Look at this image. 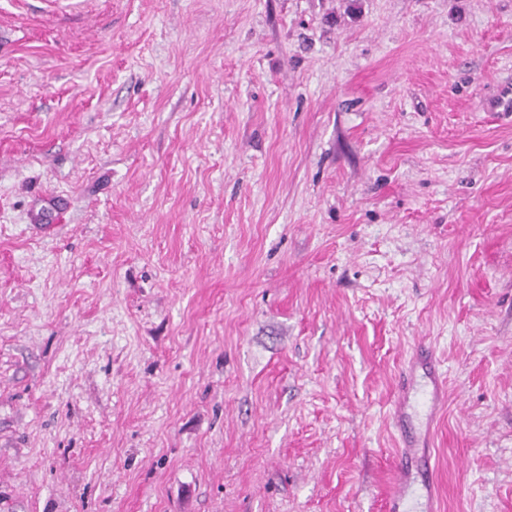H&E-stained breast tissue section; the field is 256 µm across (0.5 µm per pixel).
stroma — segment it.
Listing matches in <instances>:
<instances>
[{"instance_id": "35a3bbf8", "label": "stroma", "mask_w": 512, "mask_h": 512, "mask_svg": "<svg viewBox=\"0 0 512 512\" xmlns=\"http://www.w3.org/2000/svg\"><path fill=\"white\" fill-rule=\"evenodd\" d=\"M512 0H0V512H512ZM426 353L427 355L421 356L420 358H416L413 360L409 366V369L407 371V374H405L406 379H404V383L402 385V393L399 396V399L396 404L395 412H394V420L399 427L404 448H413V440L412 436L408 433L406 430V421L404 416V404H405V396H404V390L406 389L407 385H409L415 376L416 371V365L420 364L422 370L424 371V375L430 380L432 384V403L434 406H437L440 404L441 401V390L443 386V378L442 374L439 372L438 364L437 362L432 358V350L425 346H419L415 349L416 355H419V353Z\"/></svg>"}]
</instances>
